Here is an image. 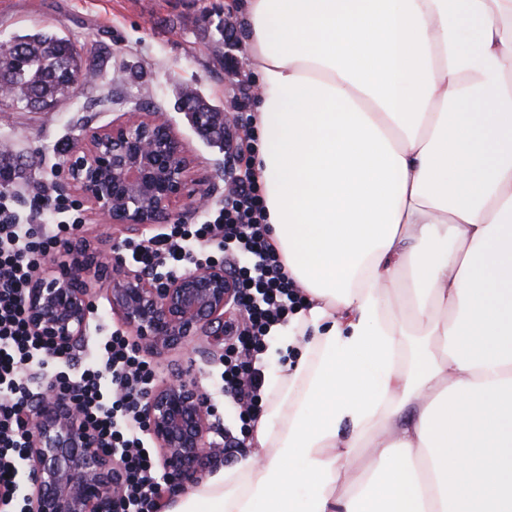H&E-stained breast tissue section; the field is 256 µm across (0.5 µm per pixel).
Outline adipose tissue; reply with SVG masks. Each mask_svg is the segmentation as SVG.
I'll list each match as a JSON object with an SVG mask.
<instances>
[{"label":"adipose tissue","mask_w":512,"mask_h":512,"mask_svg":"<svg viewBox=\"0 0 512 512\" xmlns=\"http://www.w3.org/2000/svg\"><path fill=\"white\" fill-rule=\"evenodd\" d=\"M307 305L249 454L168 512H512V0H239Z\"/></svg>","instance_id":"ef3b65f1"}]
</instances>
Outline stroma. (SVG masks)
I'll return each instance as SVG.
<instances>
[{
    "label": "stroma",
    "mask_w": 512,
    "mask_h": 512,
    "mask_svg": "<svg viewBox=\"0 0 512 512\" xmlns=\"http://www.w3.org/2000/svg\"><path fill=\"white\" fill-rule=\"evenodd\" d=\"M236 0H0V40L17 34L51 30L84 47H98L103 64L100 77L51 112H28L9 107L0 112V144L13 148L11 164L21 169L5 192L19 209L34 200L32 186H57V169L64 163L66 146L74 144L85 128L108 125L134 109L164 112L184 141L198 171L207 176L214 204L224 200V165L234 157L243 130L249 127L256 100L243 94L257 81L249 68L237 67L247 49L234 9ZM127 72L125 81L114 74ZM219 107L231 118L223 141L203 137L176 102L185 89ZM82 218L80 239L104 253L125 238L121 228L108 224L77 194L68 193ZM95 311L86 336L77 343L81 362H90L95 343L120 322L107 301V286L95 283ZM196 354L179 349L146 353L156 380L181 373L207 394H214L216 416L233 426L230 403L218 394V376L224 347L207 337L196 342Z\"/></svg>",
    "instance_id": "1"
}]
</instances>
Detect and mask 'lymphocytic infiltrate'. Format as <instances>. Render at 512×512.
I'll return each mask as SVG.
<instances>
[{"mask_svg":"<svg viewBox=\"0 0 512 512\" xmlns=\"http://www.w3.org/2000/svg\"><path fill=\"white\" fill-rule=\"evenodd\" d=\"M234 193L199 224H175L136 243H124L130 261L148 276L183 273L220 263L238 284L242 327L226 349L220 374L236 412L225 448H238L262 411L264 354L273 332L304 306V296L269 241V226L253 160L235 157ZM81 227L65 200L49 188L29 212L0 192V503L10 504L25 452L27 412L36 396L34 372L43 371L77 408L124 472L120 512H163L167 483L147 451L141 418L154 373L136 342L120 330L100 337L90 365L77 366L69 348L47 345L28 324L27 292L42 261L57 254Z\"/></svg>","mask_w":512,"mask_h":512,"instance_id":"obj_1","label":"lymphocytic infiltrate"}]
</instances>
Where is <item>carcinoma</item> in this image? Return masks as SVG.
<instances>
[{
  "mask_svg": "<svg viewBox=\"0 0 512 512\" xmlns=\"http://www.w3.org/2000/svg\"><path fill=\"white\" fill-rule=\"evenodd\" d=\"M12 51L0 53V78L13 88L12 105L36 112H51L56 104L73 96L81 82L92 79L98 56L81 52L68 37L51 31L16 35L9 39ZM185 112H215L217 108L195 93L180 96Z\"/></svg>",
  "mask_w": 512,
  "mask_h": 512,
  "instance_id": "carcinoma-1",
  "label": "carcinoma"
}]
</instances>
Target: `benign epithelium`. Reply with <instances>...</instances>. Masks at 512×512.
Here are the masks:
<instances>
[{"label":"benign epithelium","mask_w":512,"mask_h":512,"mask_svg":"<svg viewBox=\"0 0 512 512\" xmlns=\"http://www.w3.org/2000/svg\"><path fill=\"white\" fill-rule=\"evenodd\" d=\"M62 175L64 185L108 223L137 235L179 218L183 210H203L212 199L162 112H125L108 126L85 129L67 153ZM67 251L68 262L29 288V325L41 340L66 347L85 336L91 283L100 281L108 285L112 314L146 350L181 348L192 354L200 336L216 345L224 341V315L236 287L223 266L148 279L127 268L117 246L107 257L85 246ZM142 415L169 485L195 482L214 455L204 392L190 381L167 379L149 391ZM28 418V512H118L119 462L101 449L70 399L49 384Z\"/></svg>","instance_id":"benign-epithelium-1"}]
</instances>
